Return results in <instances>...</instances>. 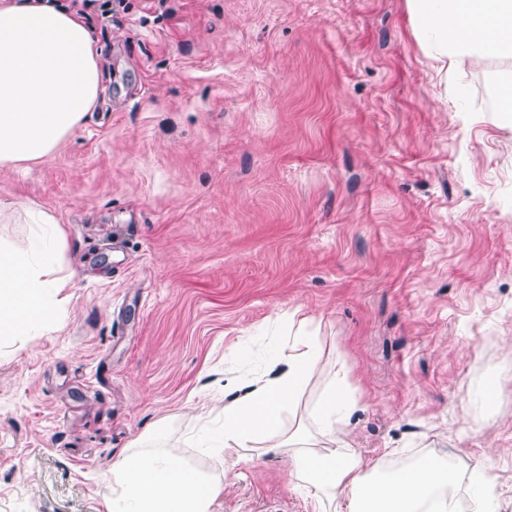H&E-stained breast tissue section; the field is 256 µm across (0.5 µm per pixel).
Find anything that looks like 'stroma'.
Returning <instances> with one entry per match:
<instances>
[{"instance_id": "1", "label": "stroma", "mask_w": 512, "mask_h": 512, "mask_svg": "<svg viewBox=\"0 0 512 512\" xmlns=\"http://www.w3.org/2000/svg\"><path fill=\"white\" fill-rule=\"evenodd\" d=\"M93 14L103 81L58 151L0 168L54 212L72 286L46 330L0 338V512H109L127 448L224 476L211 512H313L287 454L200 448L225 380L306 320L343 439L387 471L492 458L512 512L511 62L442 77L405 0H125Z\"/></svg>"}]
</instances>
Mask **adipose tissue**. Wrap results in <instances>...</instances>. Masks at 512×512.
Instances as JSON below:
<instances>
[{
    "instance_id": "ef3b65f1",
    "label": "adipose tissue",
    "mask_w": 512,
    "mask_h": 512,
    "mask_svg": "<svg viewBox=\"0 0 512 512\" xmlns=\"http://www.w3.org/2000/svg\"><path fill=\"white\" fill-rule=\"evenodd\" d=\"M413 33L440 72L489 57L512 58V0H406ZM100 53L91 27L61 0H0V167L48 157L80 127L98 97ZM29 224L28 243H0V337L39 331L51 320L50 293L70 287L64 230L53 213L0 199V222ZM320 357L316 337L298 332L288 351L251 378L225 385L224 427L201 443L244 461L266 454L272 439L290 451L295 483L311 492L315 512H457L460 474L428 456L377 485L341 442L353 411L341 382H331L312 412L315 432L281 430ZM114 512H210L222 492L213 476L188 468L168 450L134 448L112 470Z\"/></svg>"
}]
</instances>
